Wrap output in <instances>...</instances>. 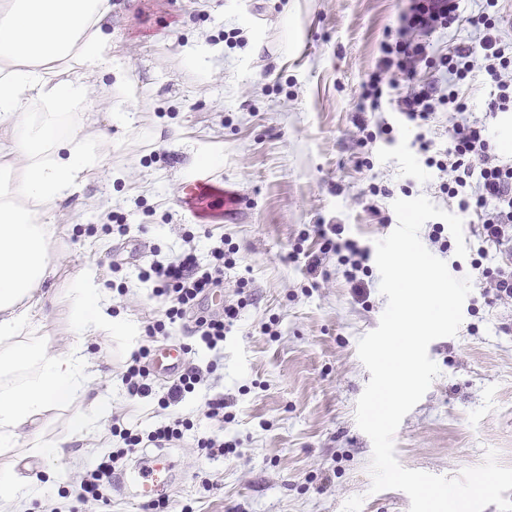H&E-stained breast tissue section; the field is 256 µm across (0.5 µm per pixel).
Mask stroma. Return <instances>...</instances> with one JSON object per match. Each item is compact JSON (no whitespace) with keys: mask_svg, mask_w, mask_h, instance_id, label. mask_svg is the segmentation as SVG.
<instances>
[{"mask_svg":"<svg viewBox=\"0 0 512 512\" xmlns=\"http://www.w3.org/2000/svg\"><path fill=\"white\" fill-rule=\"evenodd\" d=\"M111 2L101 27L112 67L86 75L90 92L72 116L103 148L98 168L49 216L55 274L41 286L44 339L58 348L71 341L68 292L87 266L98 270L113 317L142 330L156 302L139 271L177 253L189 233L207 256L213 230L237 253L208 308L240 305V319L207 385L164 411L156 401L131 400L122 382L145 335L87 338L91 386L111 399L110 418L82 437L72 420L85 401L58 407L36 437L0 447V469L29 478L32 512H146L108 485L100 502L83 504L76 494L117 444L113 417L143 432L157 418L182 417L193 420L194 434L173 447L181 474L159 476L173 512H409L404 492H372L373 446L355 419L371 378L358 341L378 326L387 302L380 276L372 274L362 299L336 254L325 255L315 276L290 258L298 243L319 249L318 224L344 225L346 237L374 247L393 230L397 199L423 195L458 211L440 192L437 169L412 148L415 129L402 127L390 105L380 114L395 124V142L359 144V83L394 35L406 0ZM106 83L108 102L99 94ZM458 90L465 112L440 114L430 132L436 148L447 147L458 117L475 118L486 123L499 161L512 164V112H488L490 77L473 71ZM117 112L130 121L114 120ZM205 154L216 160L206 175L217 195L199 218L184 194ZM373 183L389 196H372ZM226 187L247 202L234 221L224 218ZM121 224L129 234L118 232ZM428 354L440 374L394 435L398 463L456 477L492 449L512 467V304L489 303L472 288L457 335L434 340ZM217 395L226 405L221 423L203 415ZM218 432L236 449L212 461L193 438ZM38 441L64 452L35 453Z\"/></svg>","mask_w":512,"mask_h":512,"instance_id":"stroma-1","label":"stroma"}]
</instances>
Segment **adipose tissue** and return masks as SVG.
Segmentation results:
<instances>
[{"instance_id":"adipose-tissue-1","label":"adipose tissue","mask_w":512,"mask_h":512,"mask_svg":"<svg viewBox=\"0 0 512 512\" xmlns=\"http://www.w3.org/2000/svg\"><path fill=\"white\" fill-rule=\"evenodd\" d=\"M110 0H0V158L8 186H0V446L14 447L44 414L88 400L74 419L78 433L94 432L111 409L91 395L83 337L131 335L113 318L98 271L85 267L69 293L77 340L53 349L40 334V287L53 274L52 225L42 223L57 201L75 192L97 166L86 150L91 133L60 127L86 97V82L62 77L58 63L75 58L87 71L111 67L112 47L101 22Z\"/></svg>"}]
</instances>
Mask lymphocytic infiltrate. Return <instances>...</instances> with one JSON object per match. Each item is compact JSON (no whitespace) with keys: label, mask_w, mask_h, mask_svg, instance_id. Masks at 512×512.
<instances>
[{"label":"lymphocytic infiltrate","mask_w":512,"mask_h":512,"mask_svg":"<svg viewBox=\"0 0 512 512\" xmlns=\"http://www.w3.org/2000/svg\"><path fill=\"white\" fill-rule=\"evenodd\" d=\"M488 11L462 17L459 0H409L399 16L395 41L382 44L374 68L361 82L359 115L356 124L363 143H393L394 127L384 119L368 121V113L378 111L385 91L394 89L399 80H406L407 90L395 99V110L403 121L419 127L416 137L420 152L429 154L434 142L426 137L424 127L433 123L438 113L460 112L464 105L457 90L437 82L417 80L423 65H437L451 80L465 79L474 69L489 75L496 91L488 103L492 112L512 107V43L501 36L499 0H488ZM467 22L478 33V39L467 45H455L448 54L433 57L431 37L440 29ZM429 166L445 173L440 184L442 193L455 199L461 212L474 213L478 224L474 232L479 241L473 267L480 272L484 294L490 302H512V166L499 163L488 136V128L478 120L462 119L448 129V146L441 159L430 158ZM316 234L322 240L319 252H304L309 273H316L324 254L335 253L344 266V276L357 290H364L369 252L354 240L344 238L339 224H319ZM497 252L496 264H488L490 252ZM233 261L223 245L213 246L208 258H200L195 247L184 248L166 261H154L141 269L138 278L150 284L158 302L157 313L149 321L148 337L167 335L176 323H192L205 348L220 352L224 337L239 316L238 308L226 306L218 314L203 315L204 304L211 294L224 285V271ZM148 347L134 352L122 380L133 399L157 397L160 408L180 402L185 394L194 392L204 381L206 372L215 371L217 362L207 366L187 363L166 395L156 396L150 371L145 363ZM194 424L189 419L175 418L148 433H140L113 422L112 434L119 437L120 448L110 451L81 483V501L99 500L102 484L111 482L120 460L132 458L147 447L164 448L183 439Z\"/></svg>","instance_id":"f902f5d3"}]
</instances>
